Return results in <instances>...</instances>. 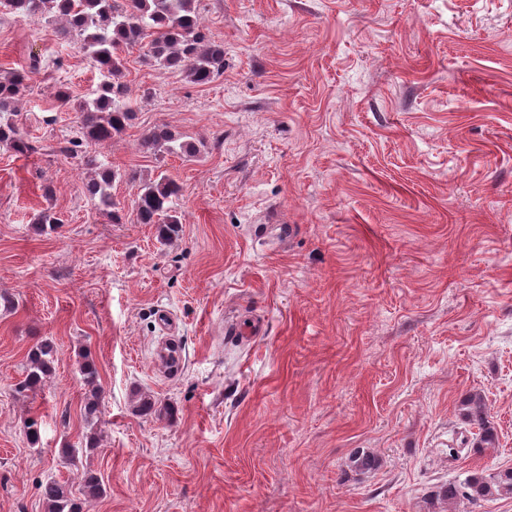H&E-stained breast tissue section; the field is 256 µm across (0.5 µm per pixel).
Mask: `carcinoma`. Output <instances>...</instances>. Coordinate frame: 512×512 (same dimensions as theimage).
Returning a JSON list of instances; mask_svg holds the SVG:
<instances>
[{
    "label": "carcinoma",
    "instance_id": "cac0c4a2",
    "mask_svg": "<svg viewBox=\"0 0 512 512\" xmlns=\"http://www.w3.org/2000/svg\"><path fill=\"white\" fill-rule=\"evenodd\" d=\"M198 0H0V12L33 21L61 22L60 34L76 36L94 67L105 77L92 103L79 115L82 138L74 147L101 143L122 135L133 120L127 103L128 85L124 81L121 54L136 46L145 49V60L174 72L190 83L208 85L224 74V44L212 40L201 23ZM29 72L12 71L0 77V149L16 154H31L36 147L26 140L15 117L16 105L27 88ZM143 149L153 155L176 154L188 161L198 158L199 150L182 141L165 127L157 126L142 138ZM120 176L115 170L98 171L87 184V193L99 205L112 209V222L122 223L125 214L112 198V183ZM180 186L163 172L143 183L133 203L132 213L138 224L157 225L158 240L167 243L179 236L180 219L175 198ZM41 232L53 231L62 219L49 209L35 220ZM54 344L42 340L33 346L25 364L24 377L16 384L18 394L35 395L53 369ZM89 395L85 397L83 415L92 423L98 418L101 394L97 385V368L89 358L80 367ZM464 421L476 429L472 447L485 450L499 447L498 435L488 407L479 394L464 396L459 403ZM29 443H40V421L31 415L23 422ZM46 512H83V503L104 496L106 488L94 474L85 473L79 488L69 481L49 478L39 487ZM512 493V468L484 475L473 473L448 484L444 495L448 502L465 500L476 506L500 493Z\"/></svg>",
    "mask_w": 512,
    "mask_h": 512
}]
</instances>
